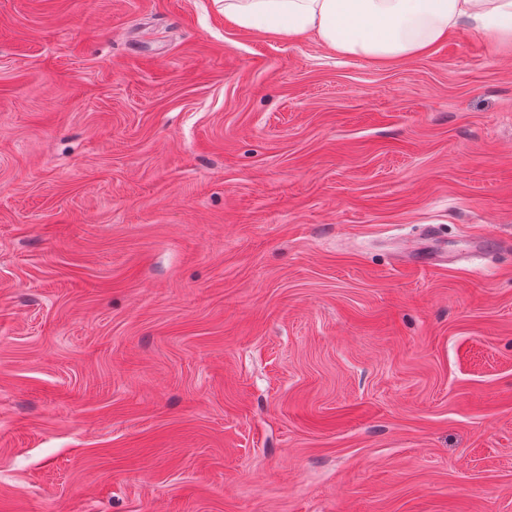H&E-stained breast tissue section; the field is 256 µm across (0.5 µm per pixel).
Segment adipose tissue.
I'll return each mask as SVG.
<instances>
[{
    "instance_id": "obj_1",
    "label": "adipose tissue",
    "mask_w": 512,
    "mask_h": 512,
    "mask_svg": "<svg viewBox=\"0 0 512 512\" xmlns=\"http://www.w3.org/2000/svg\"><path fill=\"white\" fill-rule=\"evenodd\" d=\"M227 20L291 42L388 65L420 56L460 25L512 45V0H222Z\"/></svg>"
}]
</instances>
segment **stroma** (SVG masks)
<instances>
[{
  "label": "stroma",
  "mask_w": 512,
  "mask_h": 512,
  "mask_svg": "<svg viewBox=\"0 0 512 512\" xmlns=\"http://www.w3.org/2000/svg\"><path fill=\"white\" fill-rule=\"evenodd\" d=\"M0 512H512V53L0 0Z\"/></svg>",
  "instance_id": "stroma-1"
}]
</instances>
